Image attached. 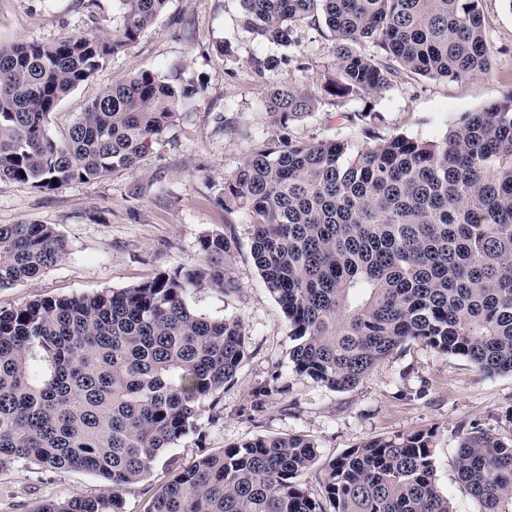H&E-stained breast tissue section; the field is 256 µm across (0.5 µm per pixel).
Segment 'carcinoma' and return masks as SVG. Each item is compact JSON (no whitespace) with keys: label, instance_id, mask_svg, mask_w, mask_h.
<instances>
[{"label":"carcinoma","instance_id":"1","mask_svg":"<svg viewBox=\"0 0 512 512\" xmlns=\"http://www.w3.org/2000/svg\"><path fill=\"white\" fill-rule=\"evenodd\" d=\"M167 0H122L110 38L67 36L0 49V182L55 191L134 170L171 129L177 89L152 71L93 97L64 139L50 113L134 45ZM246 30L281 47L324 20L333 70L321 91L377 97L402 74L462 80L490 70L481 0H240ZM316 95L274 86L279 128ZM57 182H52V179ZM218 201L253 224L251 256L294 341L296 372L332 391L357 386L409 342L512 373V91L465 113L444 137L264 141L224 177ZM232 237L199 239L203 263L119 290L0 308V465L90 471L95 497L36 512H124L122 491L196 429L201 403L233 381L247 353L237 320L189 309L204 286L228 292ZM67 256L50 224H0V288ZM438 428L368 440L331 460L333 512H454L434 482ZM318 458L305 435L257 437L196 459L164 483L150 512H326L302 476ZM477 512H512V440L476 428L454 458Z\"/></svg>","mask_w":512,"mask_h":512}]
</instances>
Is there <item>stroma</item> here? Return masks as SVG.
<instances>
[{"label": "stroma", "instance_id": "1", "mask_svg": "<svg viewBox=\"0 0 512 512\" xmlns=\"http://www.w3.org/2000/svg\"><path fill=\"white\" fill-rule=\"evenodd\" d=\"M490 72L481 78L431 80L408 75L374 101L372 129L435 140L466 112L499 100L512 88V7L482 0ZM121 0H0V48L48 43L65 36H109L122 22ZM297 46L268 44L246 32L239 0H169L164 12L132 47L115 55L53 112L47 128L62 138L88 101L112 83L152 70L176 87L191 85L174 126L155 144L141 169L112 173L53 192L0 182V224L53 225L69 254L38 278L0 288V307L39 297L118 290L202 260L198 241L207 232H233L229 275L237 288H195L186 303L196 313L242 323L247 355L234 382L202 404L197 428L164 449L153 473L122 493L124 512H145L166 471L257 437L303 434L319 457L302 482L324 501L329 461L375 437L437 427L434 478L456 512H477L457 480L454 456L460 437L478 427L512 437V374L489 376L468 360L442 356L410 342L381 361L356 387L335 392L297 374L293 342L282 311L251 258L253 228L241 212L218 206L225 175L233 172L273 132L262 107L271 85L319 90L331 69L332 40L324 25L300 26ZM228 45L230 53L219 50ZM279 65L258 71L256 61ZM363 101L323 97L307 117L289 123L294 142L340 139L369 146L357 118ZM278 393L254 405L252 393L269 382ZM103 489L80 469L46 470L15 462L0 466V512H34L47 501L94 496Z\"/></svg>", "mask_w": 512, "mask_h": 512}]
</instances>
